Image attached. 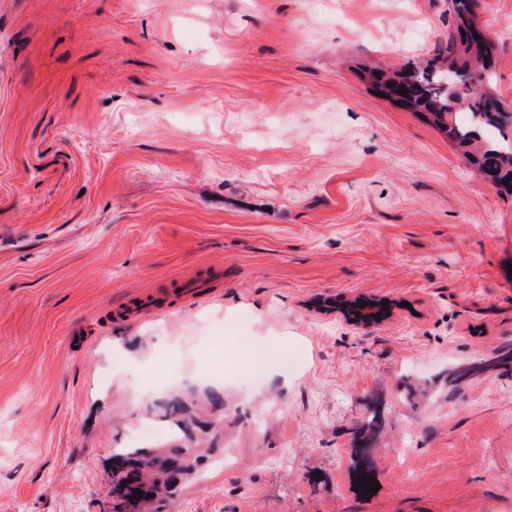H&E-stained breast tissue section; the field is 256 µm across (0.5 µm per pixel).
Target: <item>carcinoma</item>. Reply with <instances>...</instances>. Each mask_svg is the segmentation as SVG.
Instances as JSON below:
<instances>
[{
	"mask_svg": "<svg viewBox=\"0 0 512 512\" xmlns=\"http://www.w3.org/2000/svg\"><path fill=\"white\" fill-rule=\"evenodd\" d=\"M478 0H448L453 17L448 41L424 63L409 62L392 73L370 75L375 89L400 106L422 114L457 144L478 173L492 183L512 191V108L489 91L495 46L487 36L470 35L476 25ZM403 88L406 93L399 94ZM465 112L464 123L456 115ZM508 185H503V180ZM512 368V349H500L448 371L452 390L465 381L479 379ZM161 422L183 431L188 443L122 448L112 454L113 512H120L134 491L142 498L131 505L135 512H156L152 495L162 490L171 498L180 483L196 473L200 437L193 431L224 419V397L213 390L191 391L155 404ZM126 485H121V482Z\"/></svg>",
	"mask_w": 512,
	"mask_h": 512,
	"instance_id": "carcinoma-1",
	"label": "carcinoma"
}]
</instances>
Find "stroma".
<instances>
[{"label":"stroma","instance_id":"1","mask_svg":"<svg viewBox=\"0 0 512 512\" xmlns=\"http://www.w3.org/2000/svg\"><path fill=\"white\" fill-rule=\"evenodd\" d=\"M476 20L512 105V0ZM451 25L447 0H0V512H112L114 450L192 389L223 393L224 446L166 512H512V372L443 383L512 345V195L368 81ZM245 336L271 372L242 376Z\"/></svg>","mask_w":512,"mask_h":512}]
</instances>
